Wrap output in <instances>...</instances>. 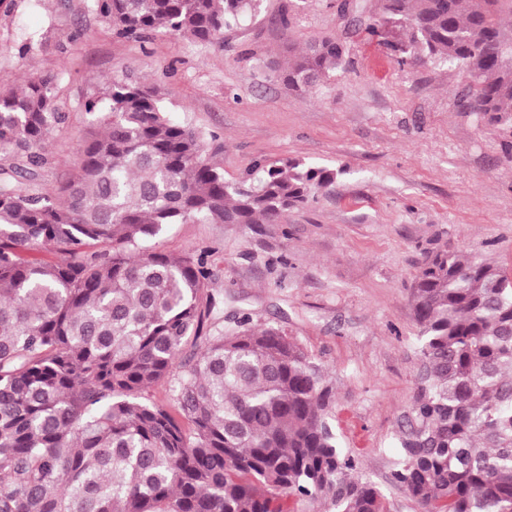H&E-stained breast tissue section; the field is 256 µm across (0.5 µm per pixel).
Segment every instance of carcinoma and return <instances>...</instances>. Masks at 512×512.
Listing matches in <instances>:
<instances>
[{
    "instance_id": "cac0c4a2",
    "label": "carcinoma",
    "mask_w": 512,
    "mask_h": 512,
    "mask_svg": "<svg viewBox=\"0 0 512 512\" xmlns=\"http://www.w3.org/2000/svg\"><path fill=\"white\" fill-rule=\"evenodd\" d=\"M116 35L197 44L257 0H92ZM500 0H377L364 31L397 62L463 68L460 100L512 130V37ZM337 41L281 70L299 91L342 66ZM98 130L56 192L30 188L65 114L51 79L0 91V512H386L339 446L332 389L283 327L244 317L209 336L216 307L200 256L143 244L167 224H281L345 169L299 158L228 182L138 81L87 100ZM99 244L100 254L83 249ZM51 245L57 259L30 257ZM416 394L391 481L421 512H512V276L440 245L412 284ZM167 383L170 411L145 397Z\"/></svg>"
}]
</instances>
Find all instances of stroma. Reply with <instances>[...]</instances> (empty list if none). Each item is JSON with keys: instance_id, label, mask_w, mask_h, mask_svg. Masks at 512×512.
Segmentation results:
<instances>
[{"instance_id": "35a3bbf8", "label": "stroma", "mask_w": 512, "mask_h": 512, "mask_svg": "<svg viewBox=\"0 0 512 512\" xmlns=\"http://www.w3.org/2000/svg\"><path fill=\"white\" fill-rule=\"evenodd\" d=\"M375 4L353 0L343 17L336 0H260L222 43L200 45L163 31L119 37L91 0H0V89L34 73L53 80L66 120L43 146V191L76 167L95 126L85 101L125 80L154 88L226 180L289 158L343 168L284 223L170 224L148 245L204 257L221 327L243 317L285 327L330 381L338 442L387 512H419L391 482L415 392L411 285L443 243L512 273V135L460 106L464 70L397 63L357 30ZM324 37L344 44V67L306 92L288 89L279 70L290 50Z\"/></svg>"}]
</instances>
